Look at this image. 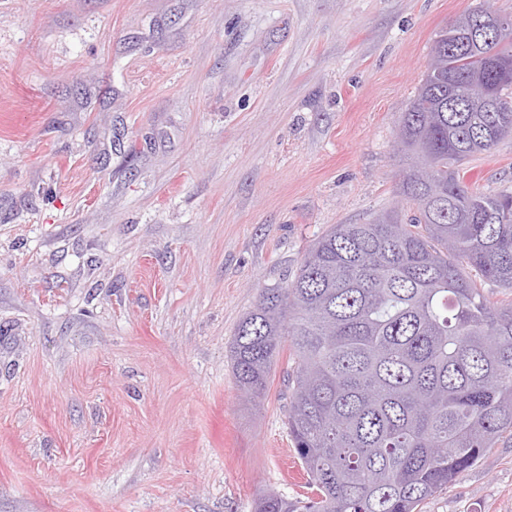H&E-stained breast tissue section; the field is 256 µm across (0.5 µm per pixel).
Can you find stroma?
<instances>
[{
	"label": "stroma",
	"instance_id": "stroma-1",
	"mask_svg": "<svg viewBox=\"0 0 512 512\" xmlns=\"http://www.w3.org/2000/svg\"><path fill=\"white\" fill-rule=\"evenodd\" d=\"M512 0H0V512L306 495L288 363L237 386L261 289L397 206L436 33ZM512 194V138L467 165ZM421 512H512V440Z\"/></svg>",
	"mask_w": 512,
	"mask_h": 512
}]
</instances>
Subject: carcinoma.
<instances>
[{
    "label": "carcinoma",
    "mask_w": 512,
    "mask_h": 512,
    "mask_svg": "<svg viewBox=\"0 0 512 512\" xmlns=\"http://www.w3.org/2000/svg\"><path fill=\"white\" fill-rule=\"evenodd\" d=\"M443 29L398 126L417 161L403 205L336 224L286 286L239 321L235 380L263 394L288 350V433L310 495L260 497L255 512H420L512 438V196L466 183L482 141L512 138V72Z\"/></svg>",
    "instance_id": "obj_1"
}]
</instances>
